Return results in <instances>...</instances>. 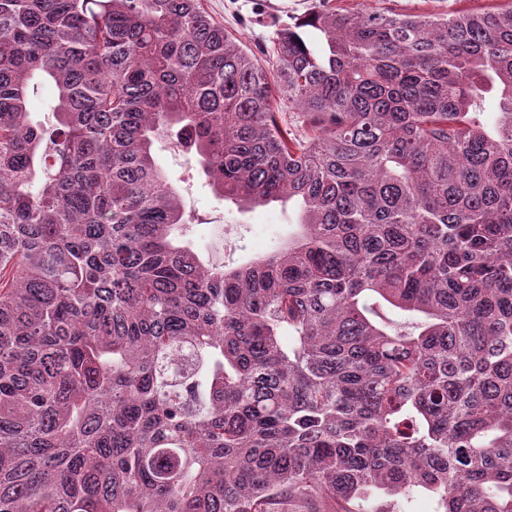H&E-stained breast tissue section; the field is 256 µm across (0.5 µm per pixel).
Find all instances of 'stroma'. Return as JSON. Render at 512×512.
<instances>
[{
	"instance_id": "stroma-1",
	"label": "stroma",
	"mask_w": 512,
	"mask_h": 512,
	"mask_svg": "<svg viewBox=\"0 0 512 512\" xmlns=\"http://www.w3.org/2000/svg\"><path fill=\"white\" fill-rule=\"evenodd\" d=\"M315 0H202L203 8L223 22L235 37L266 62H273L279 29L306 12ZM333 7L366 12L376 8L420 14L457 9L456 0H332ZM170 129L154 145L156 160L180 191L181 205L190 219L186 237L214 262L235 265L265 254L287 238L296 222L288 206L273 202L240 208L217 199L206 184L193 150L177 142Z\"/></svg>"
}]
</instances>
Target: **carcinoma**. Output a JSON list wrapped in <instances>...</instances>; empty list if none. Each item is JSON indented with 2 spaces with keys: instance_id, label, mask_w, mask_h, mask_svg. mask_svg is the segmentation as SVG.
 Returning <instances> with one entry per match:
<instances>
[{
  "instance_id": "1",
  "label": "carcinoma",
  "mask_w": 512,
  "mask_h": 512,
  "mask_svg": "<svg viewBox=\"0 0 512 512\" xmlns=\"http://www.w3.org/2000/svg\"><path fill=\"white\" fill-rule=\"evenodd\" d=\"M328 2L273 74L201 0H0V512H512V4ZM174 126L299 231L180 240ZM507 6L505 1L474 0L456 2L453 0H333L332 6L336 9H350L351 11L366 12L376 8H392L396 11L413 12L420 14L448 13L461 7H478L487 3ZM54 97V90L48 85L38 86L31 90L29 98L30 112L32 115L45 122L53 120L52 113L47 112L48 106ZM436 507L433 497L424 492H414L399 500V511L401 512H435Z\"/></svg>"
}]
</instances>
